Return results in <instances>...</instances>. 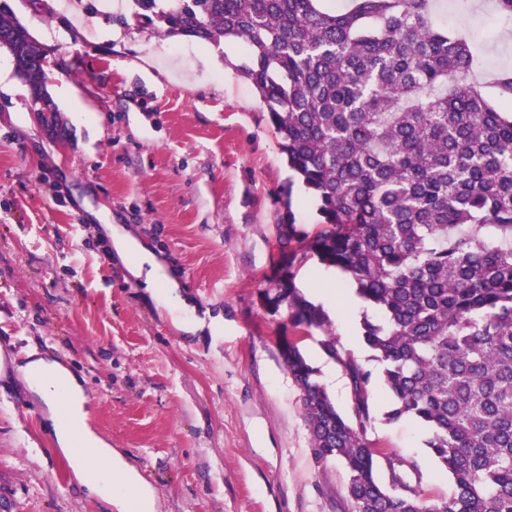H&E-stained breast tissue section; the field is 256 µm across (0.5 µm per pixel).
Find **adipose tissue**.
I'll return each mask as SVG.
<instances>
[{
	"instance_id": "1",
	"label": "adipose tissue",
	"mask_w": 512,
	"mask_h": 512,
	"mask_svg": "<svg viewBox=\"0 0 512 512\" xmlns=\"http://www.w3.org/2000/svg\"><path fill=\"white\" fill-rule=\"evenodd\" d=\"M118 245L136 275L143 277L147 290L170 314L185 309L175 283L162 273L150 251L125 238ZM16 376L43 406L58 451L69 459L75 480L90 496L112 512H157L153 487L88 427L89 397L73 373L32 348L17 366Z\"/></svg>"
}]
</instances>
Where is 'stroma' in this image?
Wrapping results in <instances>:
<instances>
[{"instance_id": "obj_1", "label": "stroma", "mask_w": 512, "mask_h": 512, "mask_svg": "<svg viewBox=\"0 0 512 512\" xmlns=\"http://www.w3.org/2000/svg\"><path fill=\"white\" fill-rule=\"evenodd\" d=\"M83 15L0 0L48 50L56 113L33 111L8 74L0 92V512H104L54 449L41 405L13 365L28 346L59 361L90 394L89 426L155 489L158 512H351L341 461L317 464L301 393L276 337L295 335L287 308L264 293L280 259L278 221L319 229L317 203L281 154L267 108L237 74L234 43L162 36L132 20L131 0ZM443 17L462 25L488 68L512 66V21L487 0H453ZM94 29L93 41L84 38ZM85 121H78L75 109ZM130 234L180 286L178 328L123 264L112 232ZM316 257L295 269L304 297L337 292ZM373 307L330 313L346 352L380 376L361 338ZM300 350L328 394L350 410L344 370L319 347ZM367 436L417 461L428 494L451 480L429 457L427 431L386 418L391 400L373 384Z\"/></svg>"}]
</instances>
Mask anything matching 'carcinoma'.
<instances>
[{"label": "carcinoma", "mask_w": 512, "mask_h": 512, "mask_svg": "<svg viewBox=\"0 0 512 512\" xmlns=\"http://www.w3.org/2000/svg\"><path fill=\"white\" fill-rule=\"evenodd\" d=\"M321 2L133 0V16L168 36L240 46L235 70L322 218L300 239L286 211V263L266 300L302 332L324 331L329 317L298 294L294 264L311 253L347 273L381 313L360 329L384 364L387 418L423 426L452 481L432 502L512 512V68L481 67L468 33L438 23L434 0H352L332 12ZM0 49L32 103L56 111L45 48L1 9ZM320 346L349 378L348 416L298 343L282 352L315 461L343 463L352 512H421L426 491L408 480L417 462L367 438L371 371L333 335Z\"/></svg>", "instance_id": "obj_1"}]
</instances>
